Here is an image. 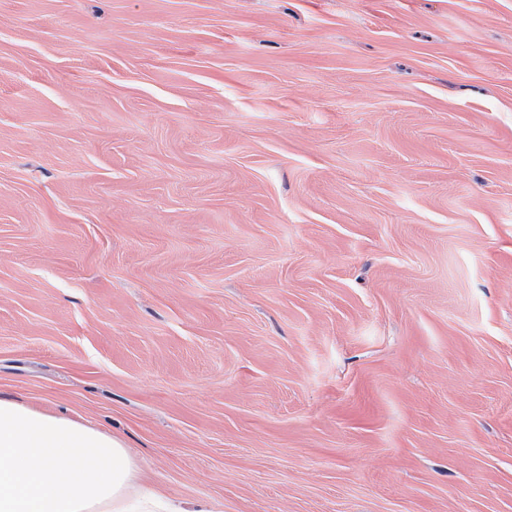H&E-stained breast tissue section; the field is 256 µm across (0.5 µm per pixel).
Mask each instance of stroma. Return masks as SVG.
Listing matches in <instances>:
<instances>
[{
  "label": "stroma",
  "mask_w": 512,
  "mask_h": 512,
  "mask_svg": "<svg viewBox=\"0 0 512 512\" xmlns=\"http://www.w3.org/2000/svg\"><path fill=\"white\" fill-rule=\"evenodd\" d=\"M0 398L214 512H512V0H0Z\"/></svg>",
  "instance_id": "obj_1"
}]
</instances>
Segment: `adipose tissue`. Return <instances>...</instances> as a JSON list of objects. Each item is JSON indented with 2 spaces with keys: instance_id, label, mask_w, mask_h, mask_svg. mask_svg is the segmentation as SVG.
<instances>
[{
  "instance_id": "ef3b65f1",
  "label": "adipose tissue",
  "mask_w": 512,
  "mask_h": 512,
  "mask_svg": "<svg viewBox=\"0 0 512 512\" xmlns=\"http://www.w3.org/2000/svg\"><path fill=\"white\" fill-rule=\"evenodd\" d=\"M138 478L119 439L0 399V512H187Z\"/></svg>"
}]
</instances>
